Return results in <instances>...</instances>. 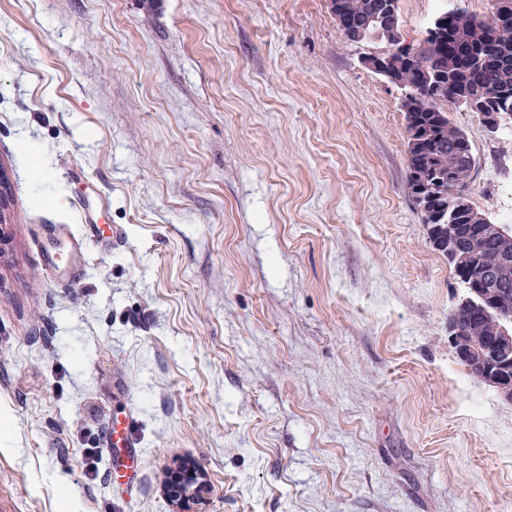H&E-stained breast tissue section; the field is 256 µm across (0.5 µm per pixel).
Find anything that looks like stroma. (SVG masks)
Returning <instances> with one entry per match:
<instances>
[{"label": "stroma", "mask_w": 512, "mask_h": 512, "mask_svg": "<svg viewBox=\"0 0 512 512\" xmlns=\"http://www.w3.org/2000/svg\"><path fill=\"white\" fill-rule=\"evenodd\" d=\"M372 49L328 0H0V512H173L184 461L192 512H512V403L449 340L463 290ZM449 117L502 223L512 137ZM100 191L121 234L59 281L48 227L82 236ZM122 410L144 468L120 496ZM135 427L133 413L112 416V426L105 434L110 464L108 477L112 486L123 484L132 489L140 480L144 460L135 437ZM193 472V475H190ZM168 483L175 489L174 496L178 511H189L190 504L198 502L209 491V484L206 480L204 470L198 465L183 467L177 473L170 475Z\"/></svg>", "instance_id": "1"}]
</instances>
